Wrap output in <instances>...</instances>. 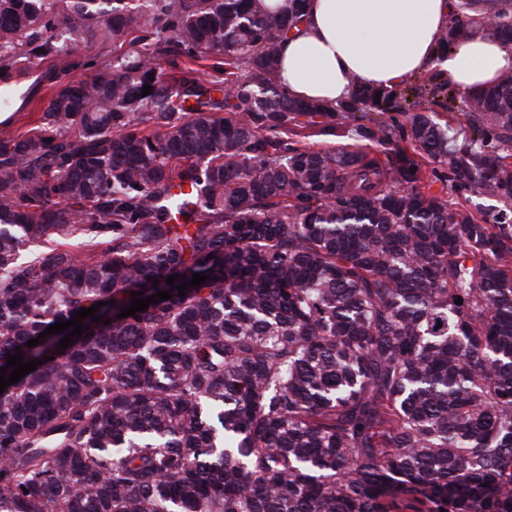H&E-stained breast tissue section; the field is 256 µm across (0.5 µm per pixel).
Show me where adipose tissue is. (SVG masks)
Here are the masks:
<instances>
[{
    "mask_svg": "<svg viewBox=\"0 0 512 512\" xmlns=\"http://www.w3.org/2000/svg\"><path fill=\"white\" fill-rule=\"evenodd\" d=\"M455 0H306L280 42L279 80L290 95L333 106L353 82L398 86L440 70L466 94L512 70V44L476 34L439 54Z\"/></svg>",
    "mask_w": 512,
    "mask_h": 512,
    "instance_id": "adipose-tissue-1",
    "label": "adipose tissue"
}]
</instances>
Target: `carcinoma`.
Returning <instances> with one entry per match:
<instances>
[{
	"label": "carcinoma",
	"instance_id": "1",
	"mask_svg": "<svg viewBox=\"0 0 512 512\" xmlns=\"http://www.w3.org/2000/svg\"><path fill=\"white\" fill-rule=\"evenodd\" d=\"M304 2L0 0L48 93L0 137V367L53 357L0 394V512H512V71L298 101ZM455 8L439 51L512 42V0Z\"/></svg>",
	"mask_w": 512,
	"mask_h": 512
}]
</instances>
